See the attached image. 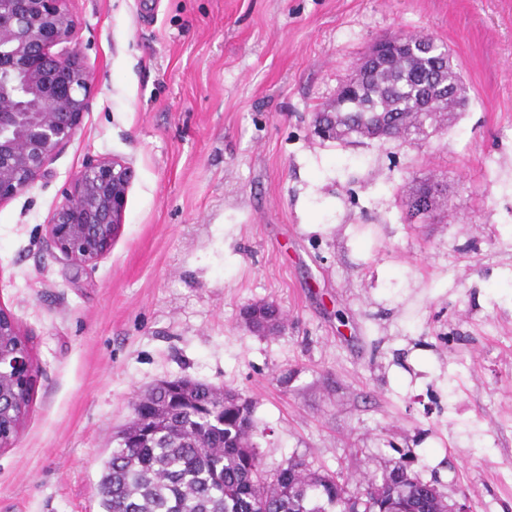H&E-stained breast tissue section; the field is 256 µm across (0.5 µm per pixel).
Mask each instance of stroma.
<instances>
[{
	"label": "stroma",
	"mask_w": 512,
	"mask_h": 512,
	"mask_svg": "<svg viewBox=\"0 0 512 512\" xmlns=\"http://www.w3.org/2000/svg\"><path fill=\"white\" fill-rule=\"evenodd\" d=\"M89 108L49 174L0 203V307L39 365L0 512H102L113 433L155 384L254 407L273 475L292 456L363 477L404 464L448 505L512 512V0H69ZM444 45L467 102L426 139L314 133L376 40ZM135 169L111 253L46 249L99 156ZM440 175L448 209L405 218ZM275 302L287 326L249 331Z\"/></svg>",
	"instance_id": "obj_1"
}]
</instances>
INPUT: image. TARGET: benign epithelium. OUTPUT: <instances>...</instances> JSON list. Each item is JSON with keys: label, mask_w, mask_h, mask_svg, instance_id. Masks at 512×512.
I'll return each instance as SVG.
<instances>
[{"label": "benign epithelium", "mask_w": 512, "mask_h": 512, "mask_svg": "<svg viewBox=\"0 0 512 512\" xmlns=\"http://www.w3.org/2000/svg\"><path fill=\"white\" fill-rule=\"evenodd\" d=\"M392 37L376 40L365 59L378 63L396 47ZM91 76L77 49L75 19L68 0H0V203L35 185L54 155L77 135L88 109ZM135 171L122 157L85 164L63 191L46 224V246L69 264L94 266L108 255L125 223ZM245 323L258 335L281 330L284 320L258 326L249 306ZM37 373L30 349L13 317L0 308V447L21 434L29 407L17 390Z\"/></svg>", "instance_id": "1"}]
</instances>
